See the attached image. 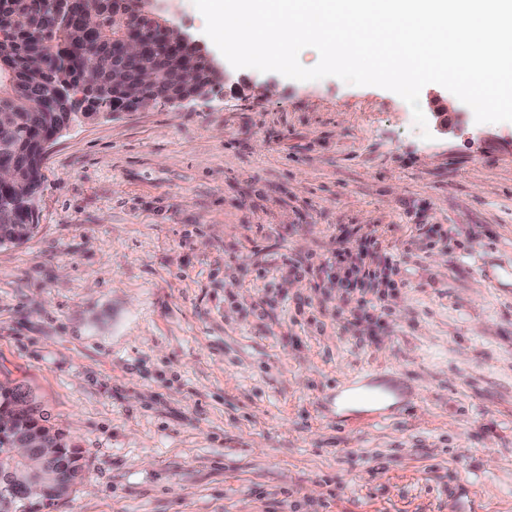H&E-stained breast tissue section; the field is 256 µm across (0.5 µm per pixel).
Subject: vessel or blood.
Returning <instances> with one entry per match:
<instances>
[{
  "label": "vessel or blood",
  "mask_w": 512,
  "mask_h": 512,
  "mask_svg": "<svg viewBox=\"0 0 512 512\" xmlns=\"http://www.w3.org/2000/svg\"><path fill=\"white\" fill-rule=\"evenodd\" d=\"M413 393L397 378H380L366 384H351L342 387L336 393L332 403L337 413H349L353 408H361L363 414L373 421L387 420L390 402H397L399 407H409Z\"/></svg>",
  "instance_id": "b4317fda"
}]
</instances>
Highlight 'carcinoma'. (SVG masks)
I'll use <instances>...</instances> for the list:
<instances>
[{
    "label": "carcinoma",
    "mask_w": 512,
    "mask_h": 512,
    "mask_svg": "<svg viewBox=\"0 0 512 512\" xmlns=\"http://www.w3.org/2000/svg\"><path fill=\"white\" fill-rule=\"evenodd\" d=\"M96 32L97 47L80 67L71 65L70 49L85 39V27ZM132 21L117 12L116 0H95L83 10L76 5L72 18L64 22L47 10L43 0H3L0 3V30L11 35L14 50L0 60V111L15 122L12 133L0 135V167L12 169L14 186L41 188L42 158L32 157L35 143L52 135L57 115V86L78 81L87 71L94 81L105 84L112 68L125 69L130 83L137 82L138 61L123 53L121 42L128 36ZM45 37L36 41L32 31ZM152 88L132 87L110 92L106 99L113 109L139 110L147 100L156 101L176 89L181 70L188 65L212 84L211 66L201 56L184 49H161ZM39 58L43 73H30V61ZM10 191L0 189V247L17 246L27 241L36 225L20 208L5 214ZM46 443L57 449L55 458L32 467L22 460L18 449L32 443ZM81 449L72 445L64 432L50 424L36 397L21 385H0V512H43L54 502L67 497L83 478ZM32 487L41 495L29 498Z\"/></svg>",
    "instance_id": "obj_1"
}]
</instances>
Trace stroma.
Segmentation results:
<instances>
[{"label":"stroma","instance_id":"obj_1","mask_svg":"<svg viewBox=\"0 0 512 512\" xmlns=\"http://www.w3.org/2000/svg\"><path fill=\"white\" fill-rule=\"evenodd\" d=\"M162 9L228 81L61 133L0 248V383L83 450L50 512H512V122L440 127L429 84L426 140L389 90L232 68L193 0ZM342 230L407 281L357 332L282 266ZM379 372L410 408L325 414ZM10 191L0 189V247L17 246L27 241L33 234L37 224L27 220L21 208L11 209L5 215V207L9 206Z\"/></svg>","mask_w":512,"mask_h":512}]
</instances>
